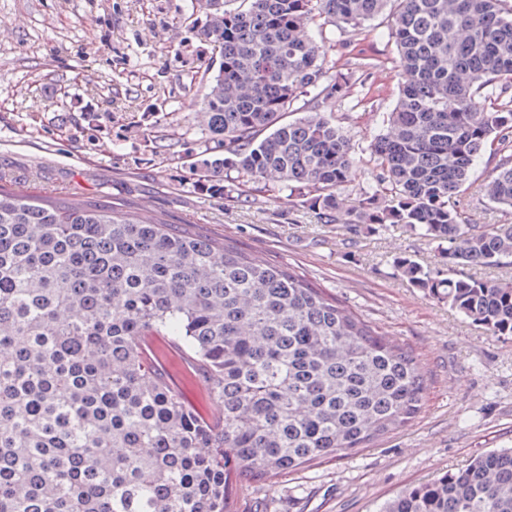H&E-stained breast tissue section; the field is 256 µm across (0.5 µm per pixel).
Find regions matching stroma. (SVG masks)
I'll return each instance as SVG.
<instances>
[{
	"instance_id": "35a3bbf8",
	"label": "stroma",
	"mask_w": 512,
	"mask_h": 512,
	"mask_svg": "<svg viewBox=\"0 0 512 512\" xmlns=\"http://www.w3.org/2000/svg\"><path fill=\"white\" fill-rule=\"evenodd\" d=\"M203 0H0V185L61 201L118 205L290 267L410 346L431 373L424 407L369 447L248 487L243 512H375L397 492L512 447V338L494 337L395 274L396 253L434 265L435 248L403 230L352 235L323 224L287 188L252 184L234 197L204 187L222 148L197 110L218 65L200 40ZM387 63L364 98L336 116L356 147L382 131L399 72L384 18L368 23ZM478 160L462 197L474 223L512 213L482 198ZM154 348L198 403L201 377L176 347Z\"/></svg>"
}]
</instances>
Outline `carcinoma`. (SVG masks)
<instances>
[{
  "mask_svg": "<svg viewBox=\"0 0 512 512\" xmlns=\"http://www.w3.org/2000/svg\"><path fill=\"white\" fill-rule=\"evenodd\" d=\"M220 59L199 113L224 157L209 177L288 186L325 224L400 225L437 263L393 268L492 336H512V223L472 224L460 198L478 158L485 199L512 210V0H205ZM388 14L403 73L383 133L358 152L336 104L382 61ZM350 49L326 66L317 21ZM303 115L288 119L292 112ZM359 164L377 189L344 208ZM185 349L197 407L149 353ZM428 373L405 344L290 268L120 207L41 202L0 186V512H241L261 483L365 448L420 413ZM378 512H512V448L406 488Z\"/></svg>",
  "mask_w": 512,
  "mask_h": 512,
  "instance_id": "cac0c4a2",
  "label": "carcinoma"
}]
</instances>
